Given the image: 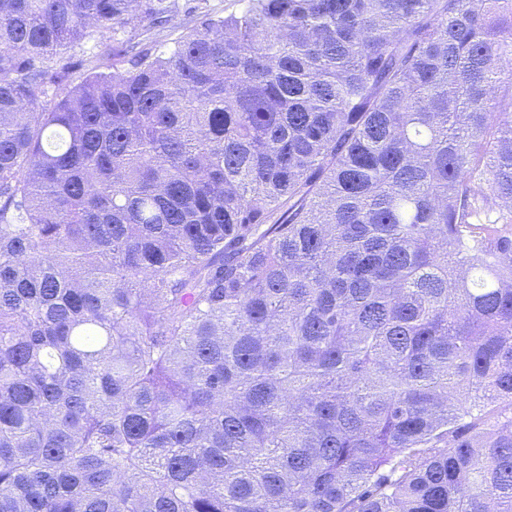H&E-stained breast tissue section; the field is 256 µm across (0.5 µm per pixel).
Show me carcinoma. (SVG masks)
<instances>
[{"instance_id": "1", "label": "carcinoma", "mask_w": 512, "mask_h": 512, "mask_svg": "<svg viewBox=\"0 0 512 512\" xmlns=\"http://www.w3.org/2000/svg\"><path fill=\"white\" fill-rule=\"evenodd\" d=\"M237 2L0 0V512H512V0ZM180 5V12L174 20L153 40L151 43L152 51L161 52L166 51L174 46V42L181 36L190 32L193 27L198 25L196 13H188V8L196 5L205 4V2H196L194 0H178ZM112 47V34L102 35L99 32H92V34L87 37L81 48L77 50V56L75 61H81L82 66L75 69L73 74L74 82H79L84 74L90 68V61L94 60L96 56L105 53L109 48Z\"/></svg>"}]
</instances>
